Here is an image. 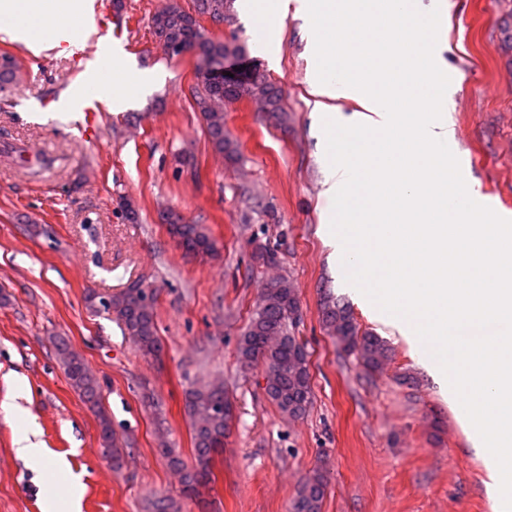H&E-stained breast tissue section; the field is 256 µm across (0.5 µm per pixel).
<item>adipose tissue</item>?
I'll return each instance as SVG.
<instances>
[{
    "mask_svg": "<svg viewBox=\"0 0 512 512\" xmlns=\"http://www.w3.org/2000/svg\"><path fill=\"white\" fill-rule=\"evenodd\" d=\"M88 11V0H0V15L16 21L10 38L30 48L71 40V33L63 26L64 20L83 18ZM116 64L111 81L98 86L103 99L116 107L124 106L134 95L146 92L162 77L156 70L136 69L121 57L117 58Z\"/></svg>",
    "mask_w": 512,
    "mask_h": 512,
    "instance_id": "adipose-tissue-1",
    "label": "adipose tissue"
}]
</instances>
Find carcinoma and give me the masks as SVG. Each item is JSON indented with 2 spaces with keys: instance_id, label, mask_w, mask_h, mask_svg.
<instances>
[{
  "instance_id": "1",
  "label": "carcinoma",
  "mask_w": 512,
  "mask_h": 512,
  "mask_svg": "<svg viewBox=\"0 0 512 512\" xmlns=\"http://www.w3.org/2000/svg\"><path fill=\"white\" fill-rule=\"evenodd\" d=\"M234 0H196L195 15L184 12L172 2L152 17L157 24L155 34L164 44L176 43L198 57L203 63L213 56L220 57L215 73L194 91L196 106L206 125L214 151L226 161H240L237 141L224 130V95L246 96L260 105L261 111L279 120L287 115L282 90L264 75L256 72L248 48L235 36L224 41L203 38L199 16L214 20L230 17ZM170 236L188 256H203L214 252L216 242L201 224H168ZM149 289L135 281L109 299L95 293L86 296L88 307L115 318L124 336L132 341L148 359L161 357L164 346L156 325V301H147ZM300 301L297 289L286 277L268 283L261 304L253 311L238 343V358L245 367L262 363L275 378L266 382V395L277 409L293 419L303 418L312 404V387L306 368L292 358L293 350L305 349L295 336L300 323ZM321 320L342 348L357 356L368 371L379 370L388 358L386 342L370 331H362L350 309L332 296L323 298ZM55 348L64 366L71 387L89 404L99 420L100 438L106 458L119 468L125 459V449L118 447L112 433V421L100 406L101 389L86 361L74 353L68 342L58 337ZM184 412L190 420L194 464L189 466L179 452L161 441L159 452L167 465L180 478L181 496L195 498L200 489L212 482L213 465L223 448L234 419V407L224 394V385L211 383L191 385L184 391ZM327 494V479L315 469L299 485L291 500L290 512H322ZM151 512H181L180 500L157 496L151 502Z\"/></svg>"
}]
</instances>
